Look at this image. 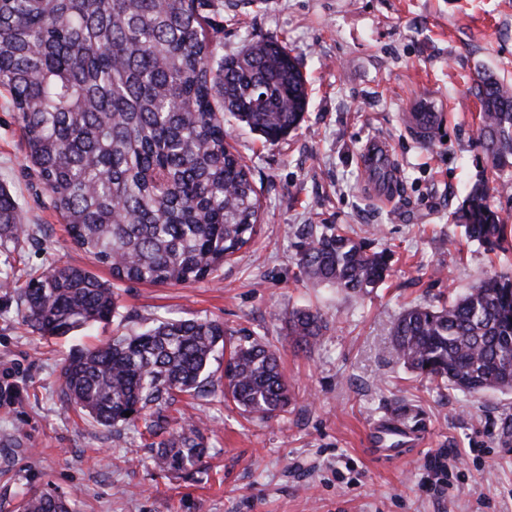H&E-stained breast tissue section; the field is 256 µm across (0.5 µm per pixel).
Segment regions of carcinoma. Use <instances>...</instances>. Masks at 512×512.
<instances>
[{"label":"carcinoma","instance_id":"cac0c4a2","mask_svg":"<svg viewBox=\"0 0 512 512\" xmlns=\"http://www.w3.org/2000/svg\"><path fill=\"white\" fill-rule=\"evenodd\" d=\"M214 0H0V87L11 95L29 158L73 243L112 280L73 266L31 276L24 316L43 338H62L118 315L115 283L181 285L219 278L251 243L260 201L251 167L230 144L227 118L271 145L304 119L306 79L287 47L252 39L230 56L210 21ZM479 137L494 165L512 159V87L476 84ZM489 177L452 213L489 251L507 240L509 216L488 204ZM0 245L28 236L14 198L0 187ZM298 266L315 286L364 293L390 269L338 224L292 228ZM288 335L306 348L328 330L296 308ZM396 359L438 388L512 392V276L493 275L438 306H411L392 328ZM217 320L165 321L74 352L62 393L93 422L142 424L156 466L180 475L207 453L200 423L169 431L161 414L194 395L217 349L224 399L249 415L275 416L291 393L263 336L227 340ZM130 416H125V412ZM21 512H69L53 490H35Z\"/></svg>","mask_w":512,"mask_h":512}]
</instances>
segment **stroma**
I'll return each instance as SVG.
<instances>
[{
	"mask_svg": "<svg viewBox=\"0 0 512 512\" xmlns=\"http://www.w3.org/2000/svg\"><path fill=\"white\" fill-rule=\"evenodd\" d=\"M224 51L250 38L285 42L300 58L309 106L269 146L230 124L249 164L262 221L219 280L176 286L124 282L120 315L75 335L43 339L25 323L17 286L46 268L73 265L109 279L68 236L32 163L22 123L0 88V185L20 206L30 240L0 246V512H18L27 490L64 493L72 512H512V394L439 389L399 364L393 324L410 306H439L493 274L512 276V239L489 252L449 220L492 163L477 133L474 86L490 73L512 86V0H267L214 18ZM442 121L431 144L405 113ZM387 151L384 178L363 175L372 148ZM297 224H346L371 248L391 249L379 288L346 294L304 280ZM328 324L310 351L285 318L297 307ZM162 319H213L234 335L266 337L291 388L287 413L247 418L225 402L223 360L212 391L177 396L173 428L208 424V452L187 476L157 470L139 429L114 433L79 416L61 393L75 350ZM422 417L417 451L370 453V425L399 405ZM462 454V472L435 474L429 457Z\"/></svg>",
	"mask_w": 512,
	"mask_h": 512,
	"instance_id": "obj_1",
	"label": "stroma"
}]
</instances>
